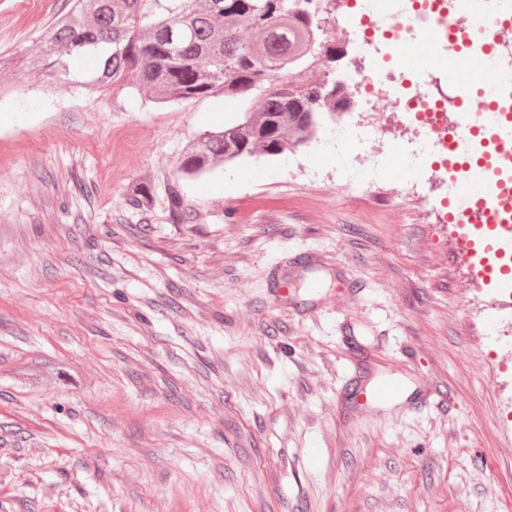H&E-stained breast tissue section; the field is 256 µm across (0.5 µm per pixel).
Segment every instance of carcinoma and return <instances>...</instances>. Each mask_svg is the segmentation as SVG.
I'll return each instance as SVG.
<instances>
[{
  "label": "carcinoma",
  "instance_id": "cac0c4a2",
  "mask_svg": "<svg viewBox=\"0 0 512 512\" xmlns=\"http://www.w3.org/2000/svg\"><path fill=\"white\" fill-rule=\"evenodd\" d=\"M298 0H74L41 50L26 58L30 72L79 84H132L160 101L202 98L221 89L248 101L244 118L194 141L180 163L186 177L213 164L266 154L269 143L289 151L336 101V87L304 79L307 61L330 60L317 50Z\"/></svg>",
  "mask_w": 512,
  "mask_h": 512
}]
</instances>
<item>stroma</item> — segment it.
I'll use <instances>...</instances> for the list:
<instances>
[{"label": "stroma", "mask_w": 512, "mask_h": 512, "mask_svg": "<svg viewBox=\"0 0 512 512\" xmlns=\"http://www.w3.org/2000/svg\"><path fill=\"white\" fill-rule=\"evenodd\" d=\"M65 7L0 0V512H512V308L446 189L306 146L182 178L246 103L19 68ZM401 392L399 380L386 378L369 395L365 396L363 403L364 409H368L374 404L392 401Z\"/></svg>", "instance_id": "1"}]
</instances>
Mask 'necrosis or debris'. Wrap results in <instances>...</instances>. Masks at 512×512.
<instances>
[{"mask_svg": "<svg viewBox=\"0 0 512 512\" xmlns=\"http://www.w3.org/2000/svg\"><path fill=\"white\" fill-rule=\"evenodd\" d=\"M302 7L327 43H335L340 26L357 30L354 48L371 61L367 71L341 80V88L363 107L337 114L323 134L325 146L317 159L335 164L349 187L376 183L388 165H396L406 176L405 192L413 196L423 173L437 164L454 201H461L462 181L481 145L478 134L496 121L483 106L484 90L475 85L474 60L483 59L502 84L512 87V68L502 66L498 56L484 54V30L450 28L452 0H348L341 13L336 0H303ZM451 57L456 64L447 91L432 89L430 76ZM457 106L471 110L466 124L453 116ZM395 119L414 131L398 153L387 138ZM363 155L369 166L360 164Z\"/></svg>", "mask_w": 512, "mask_h": 512, "instance_id": "4bbe7bcc", "label": "necrosis or debris"}]
</instances>
